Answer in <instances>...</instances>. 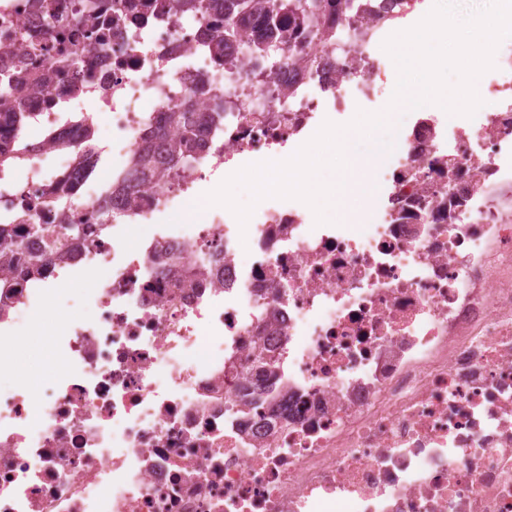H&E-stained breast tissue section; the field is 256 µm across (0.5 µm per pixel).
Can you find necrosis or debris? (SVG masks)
<instances>
[{
    "label": "necrosis or debris",
    "mask_w": 512,
    "mask_h": 512,
    "mask_svg": "<svg viewBox=\"0 0 512 512\" xmlns=\"http://www.w3.org/2000/svg\"><path fill=\"white\" fill-rule=\"evenodd\" d=\"M88 2L0 0V75H31L44 131L24 177L0 167V512H512V42L477 122L403 126L361 227L282 199L242 226L185 214L217 172L381 106L388 25L421 0H359L272 70L215 57L174 0H96L107 33ZM172 112L200 143L177 158L151 135ZM57 185L72 203L46 205ZM31 224L86 236L49 253ZM74 290L54 367L16 379L26 311Z\"/></svg>",
    "instance_id": "obj_1"
}]
</instances>
